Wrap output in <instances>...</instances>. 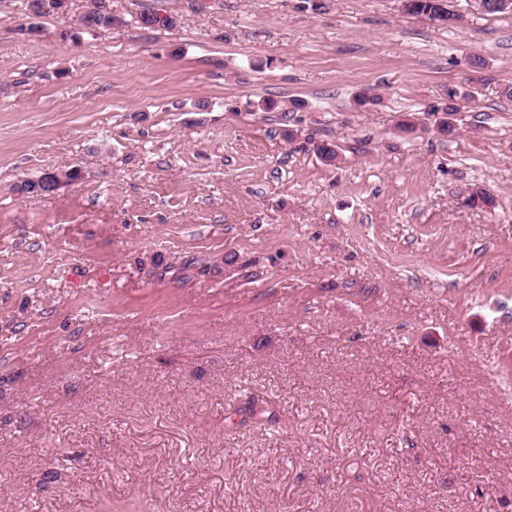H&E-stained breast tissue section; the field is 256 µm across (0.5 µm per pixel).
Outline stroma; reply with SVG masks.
<instances>
[{"label": "stroma", "instance_id": "stroma-1", "mask_svg": "<svg viewBox=\"0 0 512 512\" xmlns=\"http://www.w3.org/2000/svg\"><path fill=\"white\" fill-rule=\"evenodd\" d=\"M21 3L0 512H512V10L111 0L92 35L69 0L25 35Z\"/></svg>", "mask_w": 512, "mask_h": 512}]
</instances>
